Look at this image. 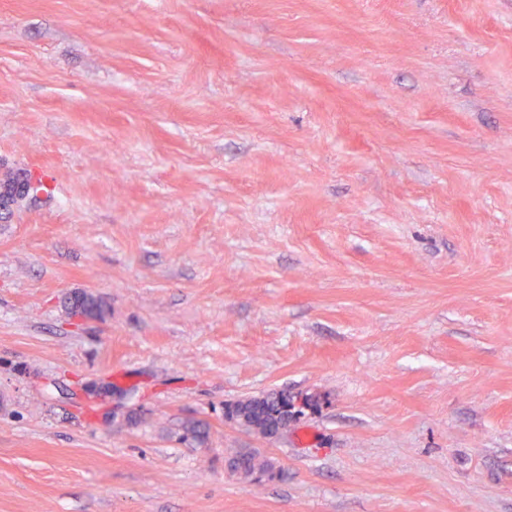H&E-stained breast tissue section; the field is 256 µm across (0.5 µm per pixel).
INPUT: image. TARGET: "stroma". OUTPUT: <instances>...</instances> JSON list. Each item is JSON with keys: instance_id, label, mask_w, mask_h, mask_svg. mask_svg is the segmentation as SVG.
Instances as JSON below:
<instances>
[{"instance_id": "obj_1", "label": "stroma", "mask_w": 512, "mask_h": 512, "mask_svg": "<svg viewBox=\"0 0 512 512\" xmlns=\"http://www.w3.org/2000/svg\"><path fill=\"white\" fill-rule=\"evenodd\" d=\"M24 172L0 512H512V0H0ZM296 396L286 392H272L260 397L240 400L225 411L236 420L264 438L273 437V427L290 414ZM234 469L240 470L244 478L260 484L263 477L273 480L281 476V470L276 467L270 459L260 456L254 452H239L232 458Z\"/></svg>"}]
</instances>
